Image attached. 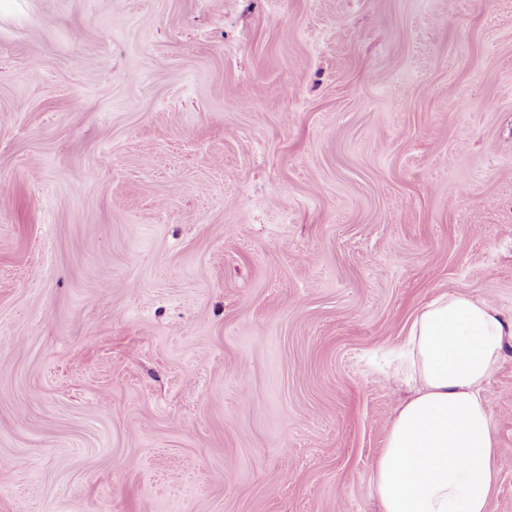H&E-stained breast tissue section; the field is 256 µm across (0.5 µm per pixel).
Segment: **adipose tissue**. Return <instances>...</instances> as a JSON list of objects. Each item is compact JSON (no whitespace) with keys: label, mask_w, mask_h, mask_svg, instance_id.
<instances>
[{"label":"adipose tissue","mask_w":512,"mask_h":512,"mask_svg":"<svg viewBox=\"0 0 512 512\" xmlns=\"http://www.w3.org/2000/svg\"><path fill=\"white\" fill-rule=\"evenodd\" d=\"M505 334L499 312L467 294L438 295L417 311L400 365L409 395L372 464L380 512H488L500 451L484 386Z\"/></svg>","instance_id":"1"}]
</instances>
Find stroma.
Instances as JSON below:
<instances>
[{"label": "stroma", "mask_w": 512, "mask_h": 512, "mask_svg": "<svg viewBox=\"0 0 512 512\" xmlns=\"http://www.w3.org/2000/svg\"><path fill=\"white\" fill-rule=\"evenodd\" d=\"M443 293L512 323V0H0V512H378Z\"/></svg>", "instance_id": "obj_1"}]
</instances>
